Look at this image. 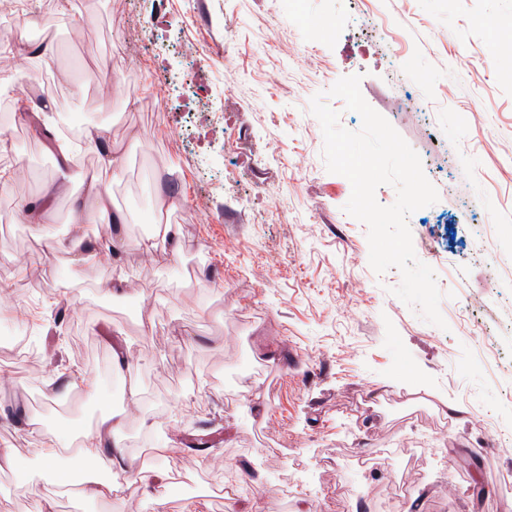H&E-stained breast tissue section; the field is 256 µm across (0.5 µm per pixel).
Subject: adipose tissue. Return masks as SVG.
<instances>
[{"label": "adipose tissue", "mask_w": 512, "mask_h": 512, "mask_svg": "<svg viewBox=\"0 0 512 512\" xmlns=\"http://www.w3.org/2000/svg\"><path fill=\"white\" fill-rule=\"evenodd\" d=\"M82 143L85 148L98 150L103 174L90 182L86 197L74 198L72 202L74 223H126V216L113 212L109 205L111 183L119 177L121 172L119 158L102 145L97 129H85ZM118 429L117 421L109 416L104 417L95 428L89 429L82 435L80 445L75 452L63 455L55 448L43 449L40 465L34 470L7 450L0 452V462L18 470L27 480H44L57 474L59 468H66L69 475L78 478L81 495L109 504L119 501L121 489L131 467L123 451L110 448L108 445L109 439Z\"/></svg>", "instance_id": "adipose-tissue-1"}]
</instances>
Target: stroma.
Masks as SVG:
<instances>
[{
    "instance_id": "35a3bbf8",
    "label": "stroma",
    "mask_w": 512,
    "mask_h": 512,
    "mask_svg": "<svg viewBox=\"0 0 512 512\" xmlns=\"http://www.w3.org/2000/svg\"><path fill=\"white\" fill-rule=\"evenodd\" d=\"M25 11L0 16V329L41 348L0 341V449L38 467L109 408L127 456L172 477L162 507L128 479L121 512H512V0ZM348 75L439 193L408 224L445 327L392 295L397 269L373 271L351 184L326 168L310 101ZM28 95L69 140L100 128L129 223H73L98 157L60 164L15 110ZM50 188L44 226L20 220ZM159 223L184 243L166 262ZM77 240L118 254L82 263ZM52 490L0 469V512L106 510Z\"/></svg>"
}]
</instances>
